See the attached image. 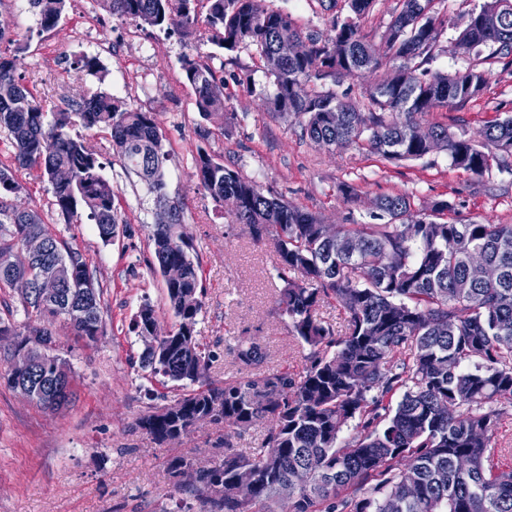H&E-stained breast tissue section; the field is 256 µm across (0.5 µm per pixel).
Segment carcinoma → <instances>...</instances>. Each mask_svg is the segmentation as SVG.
<instances>
[{
	"instance_id": "obj_1",
	"label": "carcinoma",
	"mask_w": 512,
	"mask_h": 512,
	"mask_svg": "<svg viewBox=\"0 0 512 512\" xmlns=\"http://www.w3.org/2000/svg\"><path fill=\"white\" fill-rule=\"evenodd\" d=\"M66 2L28 0V8L47 31L57 25ZM99 2L114 15L173 28L187 40L201 37L227 51L255 48L273 77L274 111L293 115L320 146H361L387 162L442 150L454 166L478 177L494 166L512 171V116L487 122L477 140L441 124L430 126L431 141L418 135L423 117L462 108L487 85L475 64L450 74L428 68L440 51L443 24L434 0H401L378 44L358 23L375 0H348L350 15L328 18L326 37L304 33L288 14L266 7V0ZM290 37L307 40V52L277 57L276 44ZM489 45L501 58L512 56V0H485L471 11L456 47L478 57ZM21 51L0 47V131L14 148L13 166H0V288L29 273L10 264L25 240L49 233L38 209L13 204L24 191L16 177L20 169L49 183L64 223L87 219L104 243L117 237L125 220L112 183L101 174L100 152L71 134L78 125L108 131L125 170L146 182L157 206L173 215L172 223L153 225V270L161 271L166 262L185 268L182 282H164L175 323L165 340L143 350L142 368L165 382L198 385L141 416L137 426L164 443L178 440L200 415L215 409L211 423L239 431L259 419L273 422L248 455L234 450L230 434L218 436L212 447L221 464L203 471L196 483L177 480L194 456L173 457L168 479L185 494L179 512H194V501L200 512H276L280 488L310 460L313 472L296 491L293 512H512V468L494 464L496 423L512 409V224L441 222L446 201L423 212L406 195H384L369 220L336 225V237L348 246L341 253L315 215L199 148L194 176L214 201L238 200V223L251 226L255 241L273 245L283 282L278 308L291 333L309 347L307 366L296 377L256 372L206 383L216 355L195 335L203 307L200 266L183 232V209L163 193L168 154L155 114L106 92L46 112L18 73ZM180 67L194 89L202 120L197 133L206 141L205 123L224 114L226 78L189 54L181 56ZM362 70L382 72L366 92L364 112L353 106L351 89L334 88ZM61 169L70 172L68 180L57 179ZM52 239L68 265L65 300L43 305L34 298L17 304L0 298V336L12 338L17 354L36 353L26 373L0 362V383L13 391L29 386L31 401L41 408L49 400L70 404L73 391L71 381H61L56 355L39 348L36 338L52 335L57 322L88 343L106 333L97 268L80 247ZM476 250L499 268L495 280H468L467 264ZM329 299L347 319V332L338 338L315 316ZM153 323L155 310L145 301L129 329L142 336ZM265 358L256 340L239 341L238 364L256 368ZM349 425L354 434L338 444ZM242 467L258 474L250 501L235 493L234 471Z\"/></svg>"
}]
</instances>
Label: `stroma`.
Wrapping results in <instances>:
<instances>
[{"label":"stroma","instance_id":"stroma-1","mask_svg":"<svg viewBox=\"0 0 512 512\" xmlns=\"http://www.w3.org/2000/svg\"><path fill=\"white\" fill-rule=\"evenodd\" d=\"M482 2L436 0L440 15L450 23L441 32L442 50L432 71L452 73L469 66V58L456 52L455 42L468 14ZM266 5L290 15L303 31L321 34L329 14L349 13L347 0H336L330 8L324 0H266ZM86 18L96 25L101 47L86 44ZM0 27L21 45L28 86L46 109L106 91L156 113L169 153L165 191L184 204L185 228L202 270L204 306L195 334L217 356L209 381L242 376L234 350L244 337L263 346L267 358L262 369L270 373L302 372L309 348L289 334L277 309L281 283L274 271L275 252L255 243L247 226L237 223L192 175L200 117L194 91L180 69L182 54L201 56L214 70L252 80L248 87L227 84L224 113L208 123V151L322 223L365 221L371 201L404 194L418 209L448 202L445 217L452 222L512 224V172H497L487 180L454 167L442 151L389 163L362 148L340 150L312 143L294 117L273 112V80L253 49L230 52L202 40L187 43L176 34L109 14L97 0H73L58 26L44 33L36 18L19 10L14 0H0ZM121 32L134 33L136 41L122 45L116 57L107 46ZM144 41L153 43L155 51L143 59L138 45ZM84 54L98 55L97 75L74 70V60ZM479 66L489 78L484 93L460 109L428 114L425 124H442L475 138L488 121L512 115V65L487 47ZM85 137L101 150L103 174L117 190L126 219L113 243L103 244L94 225L60 221L48 183L35 175L22 174L26 190L17 201L41 210L49 232L73 238L93 260L108 307L106 334L91 345L59 329V350L73 371L75 399L67 409L44 411L0 385V512H174L181 495L167 477V461L182 454L206 458L223 429L200 427L180 441L160 444L137 426L138 418L157 406L158 395L171 402L184 394L180 384L161 383L142 368L143 345L128 331L145 301L153 305L161 331L174 322L163 278L153 270L149 233L156 207L138 178L124 172L108 134L93 130ZM345 184L353 188V196L341 193Z\"/></svg>","mask_w":512,"mask_h":512}]
</instances>
